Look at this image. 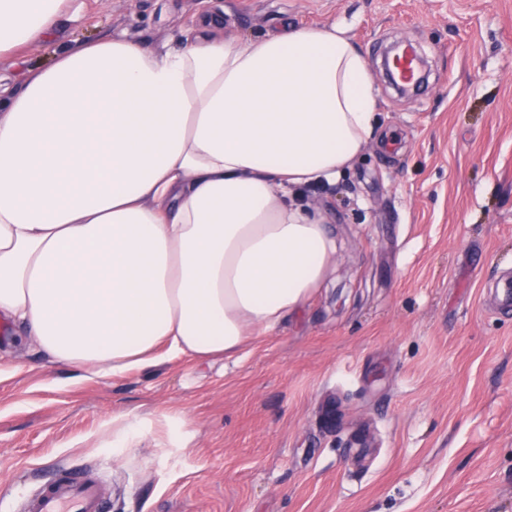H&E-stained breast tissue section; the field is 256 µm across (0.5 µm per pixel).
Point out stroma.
Returning <instances> with one entry per match:
<instances>
[{
	"label": "stroma",
	"mask_w": 512,
	"mask_h": 512,
	"mask_svg": "<svg viewBox=\"0 0 512 512\" xmlns=\"http://www.w3.org/2000/svg\"><path fill=\"white\" fill-rule=\"evenodd\" d=\"M203 12L237 36L340 24L364 55L375 131L306 195L335 271L236 363L87 377L0 318V512L61 467L96 469L104 512H512V314L482 290L512 276V0H71L0 85L78 41L174 43ZM403 41L430 64L417 99L373 55Z\"/></svg>",
	"instance_id": "obj_1"
}]
</instances>
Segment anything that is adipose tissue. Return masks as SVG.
I'll use <instances>...</instances> for the list:
<instances>
[{
    "label": "adipose tissue",
    "instance_id": "obj_1",
    "mask_svg": "<svg viewBox=\"0 0 512 512\" xmlns=\"http://www.w3.org/2000/svg\"><path fill=\"white\" fill-rule=\"evenodd\" d=\"M67 2L0 0V61ZM217 26L173 48L84 42L0 98V317L56 362L237 359L331 271L336 235L303 192L372 134L364 56L335 24Z\"/></svg>",
    "mask_w": 512,
    "mask_h": 512
}]
</instances>
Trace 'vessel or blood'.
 Masks as SVG:
<instances>
[{
  "label": "vessel or blood",
  "instance_id": "b4317fda",
  "mask_svg": "<svg viewBox=\"0 0 512 512\" xmlns=\"http://www.w3.org/2000/svg\"><path fill=\"white\" fill-rule=\"evenodd\" d=\"M391 74L397 84L415 91L420 75V56L411 49L397 55ZM105 493L102 484L86 476H74L60 469L54 479L27 495L21 512H103Z\"/></svg>",
  "mask_w": 512,
  "mask_h": 512
}]
</instances>
